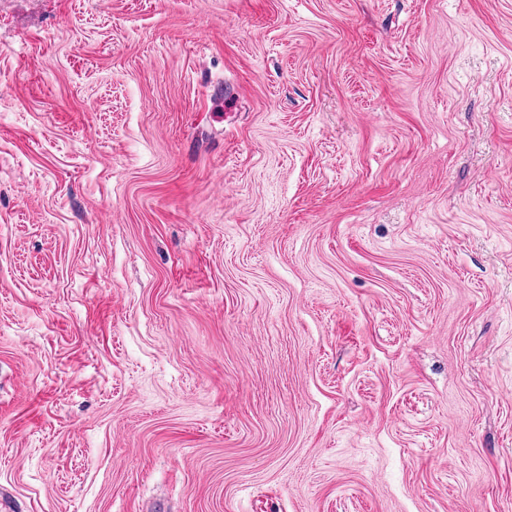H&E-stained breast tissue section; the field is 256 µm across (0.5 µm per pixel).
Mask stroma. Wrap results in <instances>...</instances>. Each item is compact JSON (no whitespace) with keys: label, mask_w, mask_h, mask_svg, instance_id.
Instances as JSON below:
<instances>
[{"label":"stroma","mask_w":512,"mask_h":512,"mask_svg":"<svg viewBox=\"0 0 512 512\" xmlns=\"http://www.w3.org/2000/svg\"><path fill=\"white\" fill-rule=\"evenodd\" d=\"M0 512H512V0H0Z\"/></svg>","instance_id":"stroma-1"}]
</instances>
